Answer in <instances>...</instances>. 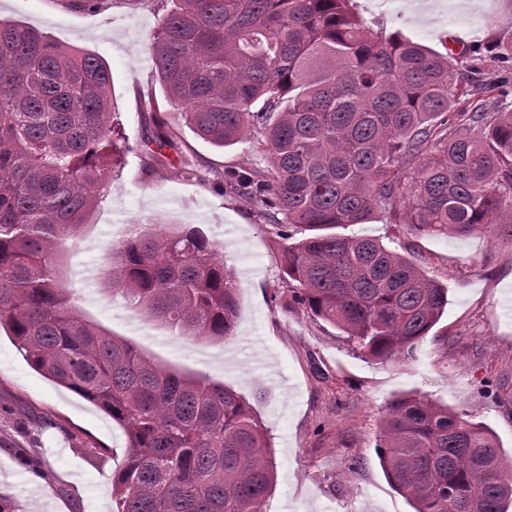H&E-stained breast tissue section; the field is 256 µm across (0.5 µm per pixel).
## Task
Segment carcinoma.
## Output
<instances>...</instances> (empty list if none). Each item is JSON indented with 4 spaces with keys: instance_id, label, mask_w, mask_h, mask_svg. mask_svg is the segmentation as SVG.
<instances>
[{
    "instance_id": "obj_1",
    "label": "carcinoma",
    "mask_w": 512,
    "mask_h": 512,
    "mask_svg": "<svg viewBox=\"0 0 512 512\" xmlns=\"http://www.w3.org/2000/svg\"><path fill=\"white\" fill-rule=\"evenodd\" d=\"M152 39L167 101L217 147L244 140L266 166L224 188L274 211L293 303L387 363L414 356L448 286L380 241L325 230L393 224L512 237V36L447 55L372 31L353 0H176ZM491 97L468 112L461 104ZM112 75L92 52L0 19V328L28 365L127 438L112 512H264L274 465L243 396L163 366L85 320L59 255L105 187ZM309 232L292 241L291 229ZM112 298L178 336L221 342L235 271L199 230L153 223L112 248ZM378 454L414 512H512L495 434L429 400L385 417Z\"/></svg>"
}]
</instances>
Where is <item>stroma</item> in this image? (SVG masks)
<instances>
[{
    "instance_id": "stroma-1",
    "label": "stroma",
    "mask_w": 512,
    "mask_h": 512,
    "mask_svg": "<svg viewBox=\"0 0 512 512\" xmlns=\"http://www.w3.org/2000/svg\"><path fill=\"white\" fill-rule=\"evenodd\" d=\"M372 29L447 53L512 33V0H355ZM173 0H0V18L87 49L108 65L125 149L109 166L86 234L67 241L64 274L82 316L164 366L203 374L242 395L261 421L275 466L265 512H412L388 482L376 445L398 399L424 398L488 426L512 459V238L421 233L376 216L347 234L379 239L448 287V308L414 358L376 364L341 331L292 304L274 215L215 182L263 166L244 142L227 149L192 133L166 102L150 46ZM160 114L173 145L148 143ZM151 217L197 227L239 284L235 334L175 337L104 287L111 251ZM126 438L92 404L31 369L0 331V499L13 512H112V474Z\"/></svg>"
}]
</instances>
